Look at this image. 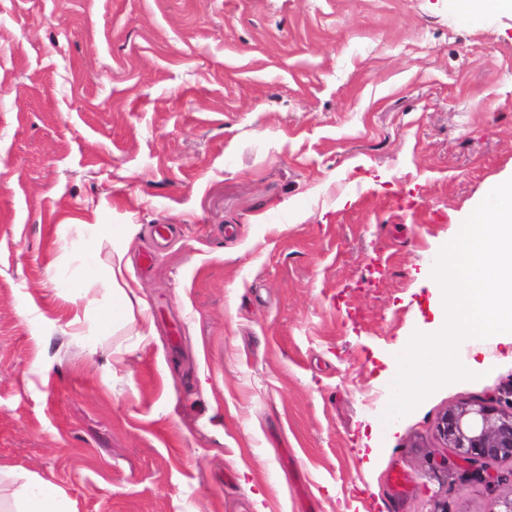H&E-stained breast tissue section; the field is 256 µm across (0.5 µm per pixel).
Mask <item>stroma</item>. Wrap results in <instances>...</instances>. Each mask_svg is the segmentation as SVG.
Returning <instances> with one entry per match:
<instances>
[{"label":"stroma","instance_id":"obj_1","mask_svg":"<svg viewBox=\"0 0 512 512\" xmlns=\"http://www.w3.org/2000/svg\"><path fill=\"white\" fill-rule=\"evenodd\" d=\"M511 177V15L0 0V512L36 477L78 512H489L512 463L474 478L437 423L512 402L506 347L383 416L442 245ZM93 224L132 261L179 227L115 331L70 296L82 255L107 274Z\"/></svg>","mask_w":512,"mask_h":512}]
</instances>
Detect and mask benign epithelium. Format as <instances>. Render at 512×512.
Wrapping results in <instances>:
<instances>
[{"instance_id": "obj_1", "label": "benign epithelium", "mask_w": 512, "mask_h": 512, "mask_svg": "<svg viewBox=\"0 0 512 512\" xmlns=\"http://www.w3.org/2000/svg\"><path fill=\"white\" fill-rule=\"evenodd\" d=\"M438 433L446 447L484 472L491 462H512V412H504L490 402L462 404L448 410L438 424Z\"/></svg>"}]
</instances>
